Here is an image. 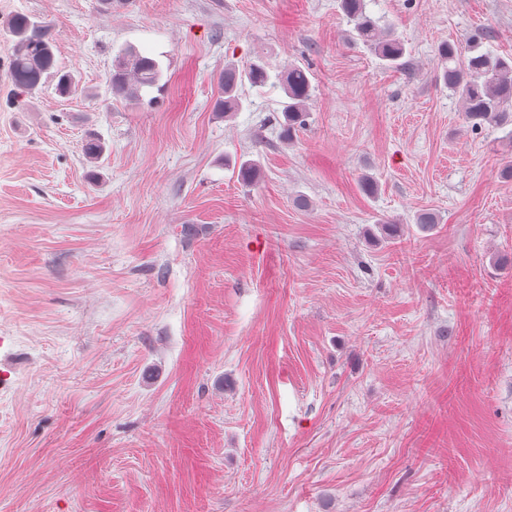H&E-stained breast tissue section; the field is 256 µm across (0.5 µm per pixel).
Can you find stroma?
<instances>
[{
    "mask_svg": "<svg viewBox=\"0 0 512 512\" xmlns=\"http://www.w3.org/2000/svg\"><path fill=\"white\" fill-rule=\"evenodd\" d=\"M17 10L79 90L17 97L0 36V512H512V139L434 80L512 56V0H372L405 70L336 0ZM128 46L160 107L108 92ZM256 56L311 72L292 141L280 88L213 110ZM367 0H339L340 9L347 23L353 25L350 38L369 48L376 57L391 68H403L406 62L405 44L397 38L389 26L380 25V18L367 12Z\"/></svg>",
    "mask_w": 512,
    "mask_h": 512,
    "instance_id": "obj_1",
    "label": "stroma"
}]
</instances>
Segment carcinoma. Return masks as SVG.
Masks as SVG:
<instances>
[{
  "label": "carcinoma",
  "instance_id": "cac0c4a2",
  "mask_svg": "<svg viewBox=\"0 0 512 512\" xmlns=\"http://www.w3.org/2000/svg\"><path fill=\"white\" fill-rule=\"evenodd\" d=\"M347 23L353 25L350 38L369 48L386 66L403 68L406 62L405 44L380 19L367 12V0H339ZM0 32L11 37L13 54L8 77L19 94L31 97L48 82H56V91L68 95L76 86L75 78L57 64L52 25L26 12L16 11L0 22ZM440 67L436 80L448 87L451 95L463 104L464 123L480 133L488 126L497 129L512 125V56H500L474 44L463 53L452 43L438 50ZM163 71L154 57L133 46L122 49L116 56L107 78L112 97L139 103L143 93L162 91ZM248 82L254 87L268 83L280 86L287 98L282 109V138L293 140L296 133L308 125L309 104L315 93L309 70L290 66L271 75L265 64L253 62L244 69L234 65L224 67L219 77L221 96L214 109L229 118L242 110L238 87ZM86 161L95 165L105 147L91 136L82 145Z\"/></svg>",
  "mask_w": 512,
  "mask_h": 512
}]
</instances>
